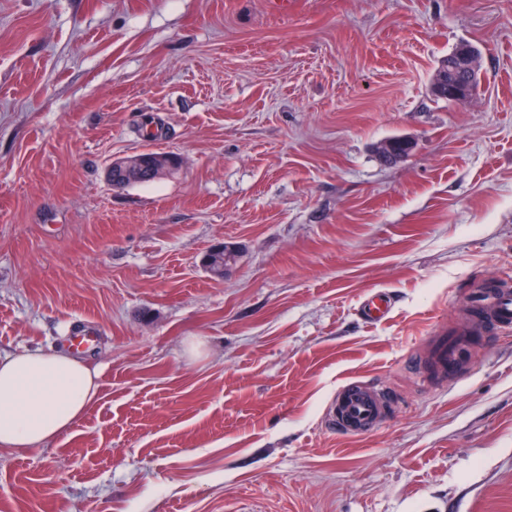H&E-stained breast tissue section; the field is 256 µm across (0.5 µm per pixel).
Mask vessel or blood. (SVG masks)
<instances>
[{
    "mask_svg": "<svg viewBox=\"0 0 512 512\" xmlns=\"http://www.w3.org/2000/svg\"><path fill=\"white\" fill-rule=\"evenodd\" d=\"M475 315L468 330L454 336L439 333L433 337L425 355V363L438 379L457 377L462 370L459 348L467 335L491 327H512V289H480L474 301ZM386 413V399L382 391L362 381H350L340 386L325 409V420L336 431L346 436H358L373 430Z\"/></svg>",
    "mask_w": 512,
    "mask_h": 512,
    "instance_id": "1",
    "label": "vessel or blood"
}]
</instances>
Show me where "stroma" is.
Instances as JSON below:
<instances>
[{"label": "stroma", "instance_id": "1", "mask_svg": "<svg viewBox=\"0 0 512 512\" xmlns=\"http://www.w3.org/2000/svg\"><path fill=\"white\" fill-rule=\"evenodd\" d=\"M464 43L478 94L433 96ZM394 136L417 148L387 165ZM142 151L181 164L112 187ZM489 280L512 287V0H0V354L92 328L101 385L0 449V512H512V328L458 378L421 365ZM349 379L390 399L356 438L324 422ZM234 253L236 252V248L230 244L220 242L217 244H214L204 255L203 257V266H207L210 263V258L213 255L220 254V253ZM212 264L210 267L211 275L217 278H220L222 276V269L224 268V276L227 275L234 267L233 262H231L229 265L224 266V254L216 255L212 257Z\"/></svg>", "mask_w": 512, "mask_h": 512}]
</instances>
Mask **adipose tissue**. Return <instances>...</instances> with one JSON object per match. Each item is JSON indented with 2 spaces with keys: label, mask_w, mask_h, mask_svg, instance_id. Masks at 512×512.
<instances>
[{
  "label": "adipose tissue",
  "mask_w": 512,
  "mask_h": 512,
  "mask_svg": "<svg viewBox=\"0 0 512 512\" xmlns=\"http://www.w3.org/2000/svg\"><path fill=\"white\" fill-rule=\"evenodd\" d=\"M99 389L98 374L69 352L0 355V447L31 448L61 436Z\"/></svg>",
  "instance_id": "obj_1"
}]
</instances>
